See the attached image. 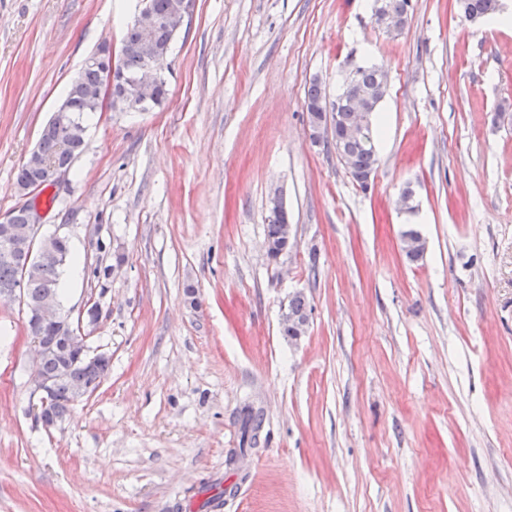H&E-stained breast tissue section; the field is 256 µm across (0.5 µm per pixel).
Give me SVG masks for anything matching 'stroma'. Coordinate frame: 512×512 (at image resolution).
I'll return each mask as SVG.
<instances>
[{"mask_svg": "<svg viewBox=\"0 0 512 512\" xmlns=\"http://www.w3.org/2000/svg\"><path fill=\"white\" fill-rule=\"evenodd\" d=\"M372 2L195 0L163 105L87 122L41 229L68 235L62 309L98 306L82 330L112 368L45 426L26 313L0 300V512H512V28L411 0L391 34ZM140 9L0 0V214ZM352 60L388 71L366 190L307 126L311 81L335 99ZM275 191L297 243L271 262ZM104 78L103 70L97 66H83L80 74L75 78L68 87L63 104L68 106L67 117L71 121L82 123L89 115H93L100 110L89 104L84 98L74 90L76 81H83L85 85H97ZM308 311L310 312L309 303L303 294H295L288 300V315H292L290 316L291 319H295L294 316H303L308 313ZM290 318L284 317V320L282 321L283 335L291 338L297 336L295 339H299L301 336L300 330L297 327L306 331L309 318H303V323L301 325L295 320L297 327L294 321Z\"/></svg>", "mask_w": 512, "mask_h": 512, "instance_id": "35a3bbf8", "label": "stroma"}]
</instances>
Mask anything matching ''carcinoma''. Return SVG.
I'll list each match as a JSON object with an SVG mask.
<instances>
[{
  "label": "carcinoma",
  "mask_w": 512,
  "mask_h": 512,
  "mask_svg": "<svg viewBox=\"0 0 512 512\" xmlns=\"http://www.w3.org/2000/svg\"><path fill=\"white\" fill-rule=\"evenodd\" d=\"M379 11L396 19V24L403 26L407 21L410 0H376ZM464 17L475 22L494 13L498 8V0H458ZM144 40L143 32L135 23L126 26L122 40L120 57L116 70L128 76L136 73L141 66V57L138 47ZM104 78L103 70L97 66L82 68L77 80L86 85H97ZM380 85L378 66L375 64H351V69L341 84L337 95L350 98H362L372 101L368 112V126L361 138L343 141L334 144L336 155L345 166L352 179L363 189L371 184L374 177L378 157L375 151L374 130L375 115L379 110ZM326 100V92L321 83L311 82L306 92L308 115L321 116V110L316 105ZM63 104L68 106L67 117L72 121L83 122L89 115L98 112V108L89 104L74 90V84H69ZM36 150L41 161L50 164L72 166L71 154L64 152L59 146V134L55 129L43 127ZM39 171L37 168L23 162L18 169L17 189L33 187L35 190H44L45 186L38 183ZM288 224V211L281 209L276 215L270 216L266 225L265 238L273 245L275 253H280L286 246L284 226ZM41 243L54 249L59 254L57 266L30 265L26 274H20V268L11 260L0 259V293L13 288L23 290L27 300L34 304L43 296L53 293L60 295V280L65 265L70 261V243L65 237H45ZM111 360L105 359L99 363L91 364L77 355L64 360L56 353L47 355L40 364V372L54 385L53 416L54 421L63 420L69 413L71 406L82 399L78 389L82 386L94 385L99 387L100 381L108 374ZM260 428L258 415L248 410L243 419L242 443L254 444L256 432Z\"/></svg>",
  "instance_id": "cac0c4a2"
}]
</instances>
